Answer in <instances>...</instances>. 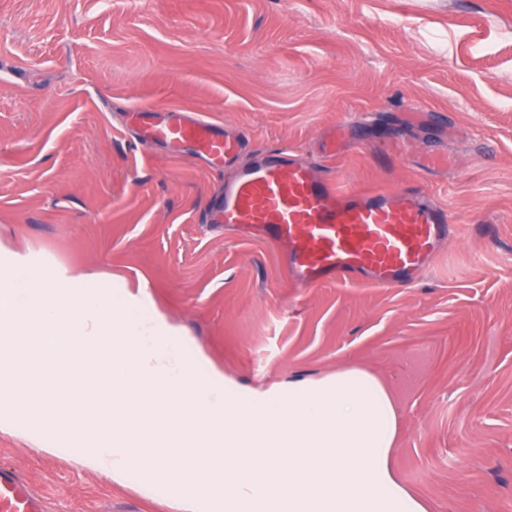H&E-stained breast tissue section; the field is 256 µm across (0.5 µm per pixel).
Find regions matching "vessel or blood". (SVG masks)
Here are the masks:
<instances>
[{"label":"vessel or blood","mask_w":512,"mask_h":512,"mask_svg":"<svg viewBox=\"0 0 512 512\" xmlns=\"http://www.w3.org/2000/svg\"><path fill=\"white\" fill-rule=\"evenodd\" d=\"M139 139L173 151L192 147L212 163L235 161L243 141L198 113L134 110ZM213 228L246 241L272 243L289 277L303 287L414 283L455 227L447 210L418 188L399 193L338 186L318 164L271 151L240 166L209 210ZM0 512H48L17 470L0 465Z\"/></svg>","instance_id":"1"}]
</instances>
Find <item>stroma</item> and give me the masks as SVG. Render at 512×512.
Returning a JSON list of instances; mask_svg holds the SVG:
<instances>
[{
	"instance_id": "obj_1",
	"label": "stroma",
	"mask_w": 512,
	"mask_h": 512,
	"mask_svg": "<svg viewBox=\"0 0 512 512\" xmlns=\"http://www.w3.org/2000/svg\"><path fill=\"white\" fill-rule=\"evenodd\" d=\"M138 105L348 189L422 187L457 230L413 284L296 286L270 245L207 224L235 167L139 143L118 124ZM0 248L145 282L181 356L239 388L375 372L431 512H512V0H0ZM0 463L49 512H178L16 433Z\"/></svg>"
}]
</instances>
